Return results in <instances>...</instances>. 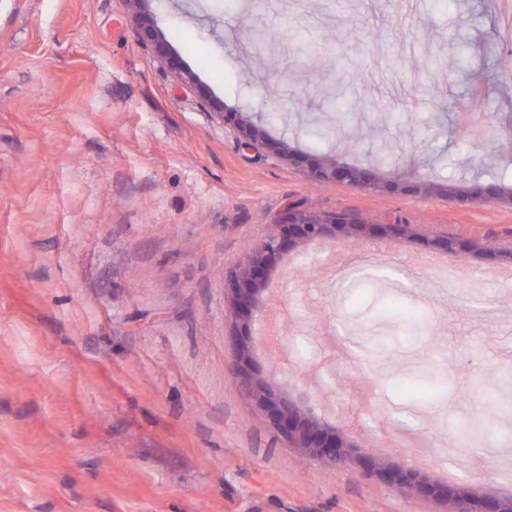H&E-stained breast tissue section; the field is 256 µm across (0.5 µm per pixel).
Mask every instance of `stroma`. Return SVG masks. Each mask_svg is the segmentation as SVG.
I'll return each instance as SVG.
<instances>
[{"label":"stroma","mask_w":512,"mask_h":512,"mask_svg":"<svg viewBox=\"0 0 512 512\" xmlns=\"http://www.w3.org/2000/svg\"><path fill=\"white\" fill-rule=\"evenodd\" d=\"M151 10L193 81L154 58L126 0H0V512H454L381 466L512 494V414L476 446L451 427L512 373V84L497 78L512 15L499 0ZM332 80L357 120L327 140ZM216 103L262 113L266 144L245 146ZM325 161L370 168L376 188L314 179ZM476 173L500 197L457 198ZM422 179L439 192L413 191ZM290 205L410 235L287 251L239 321L224 276ZM240 333L345 460L288 447L245 400Z\"/></svg>","instance_id":"obj_1"}]
</instances>
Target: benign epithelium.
<instances>
[{
    "label": "benign epithelium",
    "mask_w": 512,
    "mask_h": 512,
    "mask_svg": "<svg viewBox=\"0 0 512 512\" xmlns=\"http://www.w3.org/2000/svg\"><path fill=\"white\" fill-rule=\"evenodd\" d=\"M130 4L140 40L149 46L152 54L171 70L182 72L178 55L169 46L163 32L156 25L148 7L151 0H127ZM223 121L232 124L239 134L248 140L257 141L266 136L265 130L242 116L239 112L218 113ZM313 177L322 181L346 182L362 189L374 186L368 169L346 166L312 167ZM496 194L495 188L485 186L475 178L465 190V195L474 200H486ZM347 225L344 217L322 214L306 209L289 208L284 217L275 223L273 233L257 245L252 255L232 274L224 278V292L229 308L237 317H247L255 306L256 296L267 285L268 274L281 262L283 253L298 245L322 240L333 228ZM354 231L366 236L370 234L390 235L395 238L408 237V225L389 224L375 228L371 224L353 225ZM250 346L246 339L237 344L239 361L238 378L244 396L266 412L273 427L294 448H303L308 454L323 462H334L342 455V442L336 433L323 425L313 415L306 413L287 401L279 400L265 385L257 382L246 364ZM463 512H512V496L508 498H470Z\"/></svg>",
    "instance_id": "1"
}]
</instances>
